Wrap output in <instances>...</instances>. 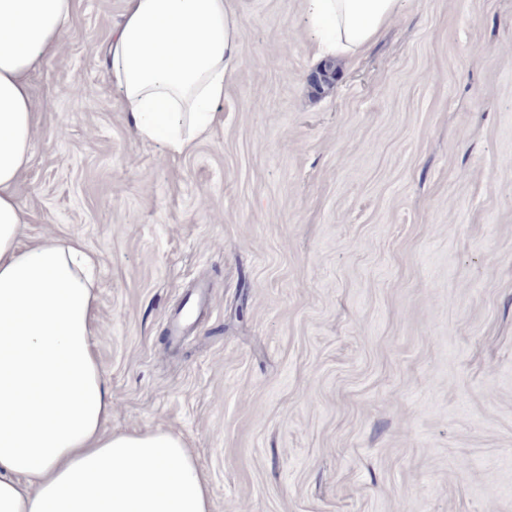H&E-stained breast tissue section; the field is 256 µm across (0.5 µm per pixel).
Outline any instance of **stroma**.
<instances>
[{
  "label": "stroma",
  "instance_id": "obj_1",
  "mask_svg": "<svg viewBox=\"0 0 512 512\" xmlns=\"http://www.w3.org/2000/svg\"><path fill=\"white\" fill-rule=\"evenodd\" d=\"M233 6L177 162L112 82L125 0H76L29 79L25 233L98 259L113 428L180 433L212 512H512V0H403L318 93L304 0Z\"/></svg>",
  "mask_w": 512,
  "mask_h": 512
}]
</instances>
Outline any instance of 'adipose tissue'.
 I'll return each instance as SVG.
<instances>
[{
    "mask_svg": "<svg viewBox=\"0 0 512 512\" xmlns=\"http://www.w3.org/2000/svg\"><path fill=\"white\" fill-rule=\"evenodd\" d=\"M401 0H305L321 55L368 46ZM74 0H0V512H212L211 481L170 430L116 431L96 349V258L76 236L28 239L17 196L37 115L28 76ZM232 0H125L108 47L130 126L169 160L206 138L242 60Z\"/></svg>",
    "mask_w": 512,
    "mask_h": 512,
    "instance_id": "ef3b65f1",
    "label": "adipose tissue"
}]
</instances>
